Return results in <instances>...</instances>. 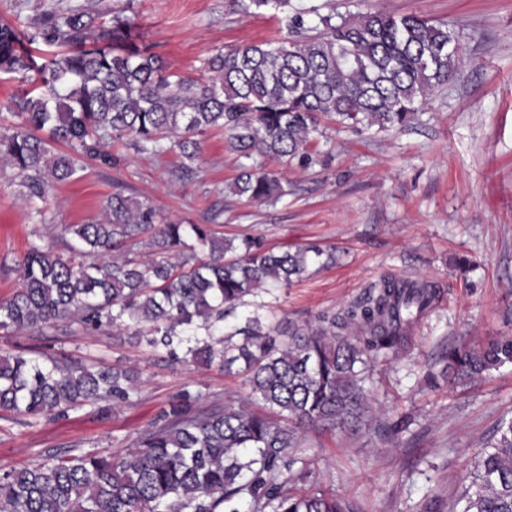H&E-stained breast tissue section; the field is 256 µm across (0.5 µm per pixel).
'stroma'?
<instances>
[{"label": "stroma", "instance_id": "obj_1", "mask_svg": "<svg viewBox=\"0 0 512 512\" xmlns=\"http://www.w3.org/2000/svg\"><path fill=\"white\" fill-rule=\"evenodd\" d=\"M72 6L99 27L127 17L135 42L170 71L199 78L217 50L286 36L287 19L297 13L309 28L327 15L416 13L462 32L466 64L407 126L354 130L326 120L312 142L321 163L264 159L291 188L274 204L231 193L241 160L220 130L206 133L192 182L169 180L182 161L178 150L154 157L127 149L114 167L83 159L74 178L55 184L39 206L22 195L0 157V300L18 287V262L31 245L62 248L65 225L102 219L104 201L118 191L186 224L205 223L220 210L223 237L248 232L280 250L315 244L335 251L334 266L262 295L267 320L301 323L340 311L386 274L436 283L440 294L413 324L405 350L374 363L369 418L308 432L291 454L308 474L306 487L341 496L356 512H455L476 453L512 418V365L437 388L426 380L427 372H440L448 347L512 336V0H289L258 14L232 10L229 0H0V23L27 29L45 11ZM6 352L66 354L140 373L133 401L116 409L90 403L28 425L0 413V467L8 469L49 455L125 453L186 389L207 403H236L247 394L241 378L173 362L142 338L88 333L76 324L0 330V354Z\"/></svg>", "mask_w": 512, "mask_h": 512}]
</instances>
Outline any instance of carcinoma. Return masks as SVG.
Instances as JSON below:
<instances>
[{"mask_svg": "<svg viewBox=\"0 0 512 512\" xmlns=\"http://www.w3.org/2000/svg\"><path fill=\"white\" fill-rule=\"evenodd\" d=\"M239 11L279 8L288 0H232ZM79 9L50 11L21 31L0 24V71L33 72L37 86L15 98L21 122L0 132V155L29 199H45L73 178L83 157L115 166L102 146L131 137L136 152L158 156L178 135L184 159L171 176L194 177L207 130H224L230 150L310 163L311 141L326 118L340 125L405 126L433 90L464 65L460 32L416 14L370 12L356 21L321 18L323 30L219 50L202 80L167 72L163 60L129 40L128 19L92 33ZM56 48L36 60L31 46ZM65 143L69 152L56 148ZM250 201L288 195L272 173L242 166L230 186ZM220 213L182 224L122 193L107 200L104 221L70 224L65 243L87 262L32 246L19 262L22 283L0 301V330L21 333L70 320L87 332L148 328L149 345L174 362L218 367L249 388L239 406L202 407L189 390L162 411L123 455L59 457L0 472V512H352L323 490L290 476L308 429L335 430L368 412L370 359L402 351L410 327L436 289L390 274L366 301L314 320L272 325L257 313L230 327L246 297L288 287L309 268L336 263L316 245L276 250L243 233L216 236ZM149 249L140 255L142 248ZM123 251L116 262L111 253ZM446 368L465 380L512 365V336L485 347H450ZM132 369L89 367L70 358L0 355V412L66 417L87 403L112 406L137 394ZM459 512H512V420L478 453ZM246 502L248 510L239 508Z\"/></svg>", "mask_w": 512, "mask_h": 512, "instance_id": "cac0c4a2", "label": "carcinoma"}]
</instances>
